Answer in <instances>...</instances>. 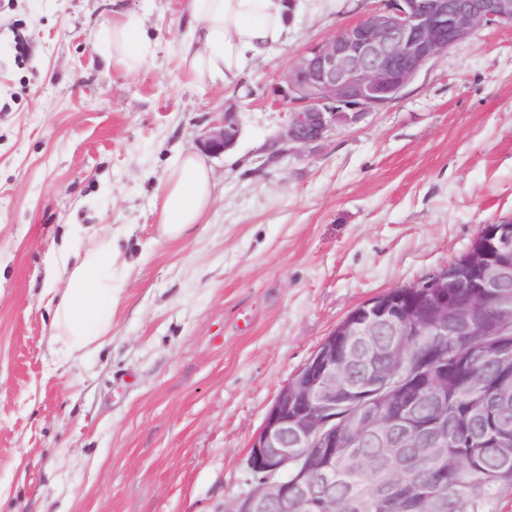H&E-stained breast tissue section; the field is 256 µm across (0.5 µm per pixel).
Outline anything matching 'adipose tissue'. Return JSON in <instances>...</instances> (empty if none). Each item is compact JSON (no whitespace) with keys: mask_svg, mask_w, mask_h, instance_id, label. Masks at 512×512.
<instances>
[{"mask_svg":"<svg viewBox=\"0 0 512 512\" xmlns=\"http://www.w3.org/2000/svg\"><path fill=\"white\" fill-rule=\"evenodd\" d=\"M193 21L180 49L184 69L199 84L238 81L255 63L287 43L296 14L289 0H186ZM104 72L134 76L152 54L140 21L115 17L95 32ZM214 176L198 153L173 161L167 181L154 197L158 237H186L213 199ZM122 228L100 233L92 225L78 228L61 247L50 281L53 339L66 359L93 351L112 331L119 302L113 273L125 260L119 247Z\"/></svg>","mask_w":512,"mask_h":512,"instance_id":"1","label":"adipose tissue"}]
</instances>
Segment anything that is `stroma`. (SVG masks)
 <instances>
[{
	"mask_svg": "<svg viewBox=\"0 0 512 512\" xmlns=\"http://www.w3.org/2000/svg\"><path fill=\"white\" fill-rule=\"evenodd\" d=\"M186 0H0V512H222L248 492L281 389L354 308L448 267L512 217V28L438 55L386 109L276 156L272 87L304 50L382 0H300L288 42L235 87L179 56ZM149 66L103 74L113 9ZM233 107L208 157L215 200L157 238L173 159ZM68 224H120L112 334L54 351L46 280ZM236 112L227 110L224 119L199 141L200 149L210 155H221L233 148L239 136Z\"/></svg>",
	"mask_w": 512,
	"mask_h": 512,
	"instance_id": "stroma-1",
	"label": "stroma"
}]
</instances>
